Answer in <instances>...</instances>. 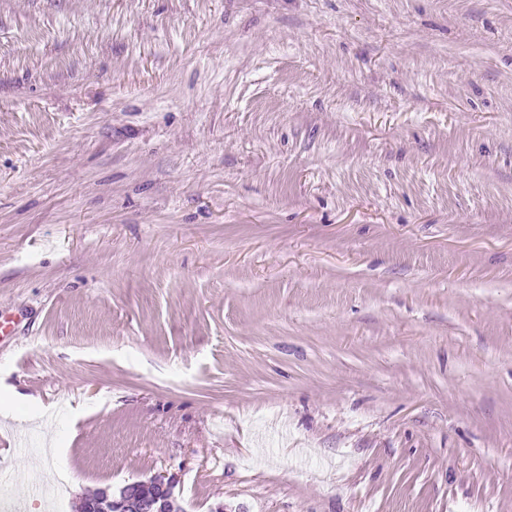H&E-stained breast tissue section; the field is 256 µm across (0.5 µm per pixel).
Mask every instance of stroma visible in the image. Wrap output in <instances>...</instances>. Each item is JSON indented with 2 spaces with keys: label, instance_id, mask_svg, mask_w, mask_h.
I'll return each mask as SVG.
<instances>
[{
  "label": "stroma",
  "instance_id": "stroma-1",
  "mask_svg": "<svg viewBox=\"0 0 512 512\" xmlns=\"http://www.w3.org/2000/svg\"><path fill=\"white\" fill-rule=\"evenodd\" d=\"M8 512H512V0H0ZM134 486L126 485L124 486L117 496H121L120 498H116L112 496V492L107 489L103 488L100 490L98 495L99 502H102L103 510L106 512H129L130 503L131 501L126 498L125 493H128L129 491L133 490ZM123 495V496H122Z\"/></svg>",
  "mask_w": 512,
  "mask_h": 512
}]
</instances>
